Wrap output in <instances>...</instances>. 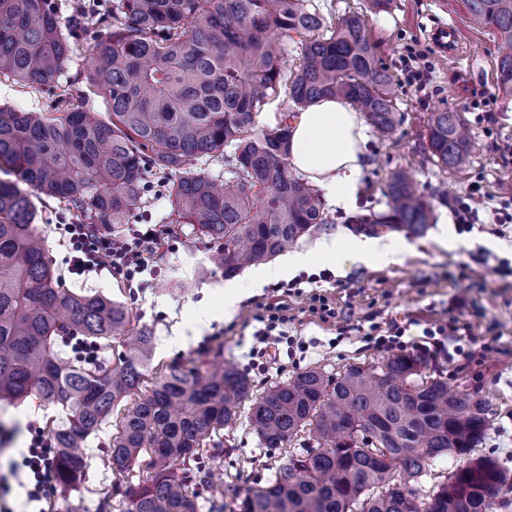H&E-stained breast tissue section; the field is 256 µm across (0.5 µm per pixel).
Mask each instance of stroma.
<instances>
[{
  "label": "stroma",
  "mask_w": 512,
  "mask_h": 512,
  "mask_svg": "<svg viewBox=\"0 0 512 512\" xmlns=\"http://www.w3.org/2000/svg\"><path fill=\"white\" fill-rule=\"evenodd\" d=\"M326 22L347 12L366 18V34L382 67L392 77L400 125L392 138L366 129L363 171L355 207L325 202L328 223L320 225L294 246V253L312 255L327 244L343 247L355 232L349 219L358 214L388 209L387 185L393 172L408 170L419 192L431 207L433 219L416 235L403 229L379 228L371 238L379 246L398 249L393 263L355 262L327 265L314 258L302 268L285 271L287 255H279L249 267L233 277L238 290L230 314H223L226 283L221 273L206 274L211 251L189 226L174 227L169 245L155 272L145 274V285L128 290L111 277L71 275L67 251L51 225H44L48 256L58 270L61 287L73 291L100 292L126 304L137 316L138 326L154 337V364L179 362L198 365L215 360L234 364L252 381L255 392L317 368L329 376L349 365L381 362L388 349L375 344L371 326L387 328L392 321L411 320V334L421 328L458 320L463 332L457 341L473 358L455 362L428 360L423 377L443 376L449 387L473 392L492 410L487 434L474 457H491L512 468V224L494 223L489 209L479 211L475 224H459L454 212L469 184L481 182L493 199H512V163L501 148L512 143V99L504 97L497 79L501 38L487 27L475 25L466 0H392L388 9L372 8L369 0H311ZM447 23L458 28L461 57L451 60L430 43L428 34ZM423 50L431 68L428 98H421L403 74L402 57L409 47ZM90 58L84 43L73 49L56 93L0 75V107L48 112L67 95L70 83L84 77ZM482 109L465 111L472 99ZM461 111L470 125L474 149L469 166L452 173L429 155L427 123L430 113ZM490 110L493 122L482 121ZM329 280H322V273ZM296 288L280 292V285ZM330 297L336 317L322 322L311 310L310 296ZM278 300L288 308L285 342L277 357L264 368L253 367L250 349L258 324L251 315L256 303ZM45 412L36 402L0 404V449L21 460L31 439L32 427L44 426ZM105 426L85 448L88 470L77 489L51 485L49 512H100L102 492L113 482L105 455L112 437ZM229 453L216 477L239 492H247L267 477L275 453L260 446L249 423L248 411L224 433Z\"/></svg>",
  "instance_id": "stroma-1"
}]
</instances>
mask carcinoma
Here are the masks:
<instances>
[{
	"mask_svg": "<svg viewBox=\"0 0 512 512\" xmlns=\"http://www.w3.org/2000/svg\"><path fill=\"white\" fill-rule=\"evenodd\" d=\"M476 23L502 38L498 80L512 95V0H467ZM97 32L63 29L56 0H0V74L53 92L72 45L84 41L92 68L86 82L111 108L56 112L0 107V403L36 397L64 416L53 419L54 481L77 489L88 463L87 439L119 423L109 446L116 481L101 512H501L490 493L512 488V470L470 455L485 438L491 409L478 395L451 391L443 377L422 379L424 361L395 354L349 366L330 377L296 374L253 395L246 374L171 363L143 386L152 336L113 363L112 341L134 330L129 308L101 293L61 288L47 256L34 199L52 200L82 224H127L148 192V177L176 178L168 223L192 226L212 244L224 277L280 255L313 226L328 223L318 190L290 171L292 120L317 100L339 97L390 138L400 123L396 91L380 66L363 16L333 24L309 0H115L95 14ZM298 36L293 72L272 48ZM282 96L277 123L255 118ZM429 148L446 168L469 163L472 134L462 113L428 119ZM226 160L224 184L202 162ZM389 211L352 220L356 232L379 226L421 234L428 203L411 175L393 173ZM86 350L61 349L65 341ZM99 352L97 359L88 351ZM252 401L250 424L261 447L286 450L265 484L240 494L211 478L204 459L224 455L221 433ZM309 430L318 447L287 450ZM453 456L464 465L419 498L408 482L428 475V461ZM146 478L131 484L135 469Z\"/></svg>",
	"mask_w": 512,
	"mask_h": 512,
	"instance_id": "1",
	"label": "carcinoma"
}]
</instances>
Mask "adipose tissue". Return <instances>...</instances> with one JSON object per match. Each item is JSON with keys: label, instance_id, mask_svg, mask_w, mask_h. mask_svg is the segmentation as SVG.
<instances>
[{"label": "adipose tissue", "instance_id": "adipose-tissue-1", "mask_svg": "<svg viewBox=\"0 0 512 512\" xmlns=\"http://www.w3.org/2000/svg\"><path fill=\"white\" fill-rule=\"evenodd\" d=\"M365 141L358 112L340 99L325 98L293 121L290 160L336 204L351 208L359 191Z\"/></svg>", "mask_w": 512, "mask_h": 512}]
</instances>
